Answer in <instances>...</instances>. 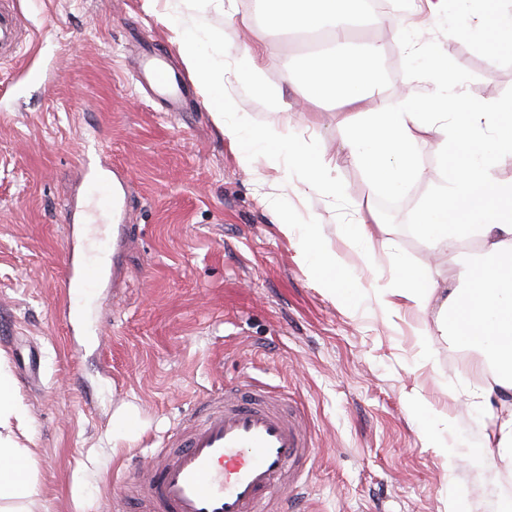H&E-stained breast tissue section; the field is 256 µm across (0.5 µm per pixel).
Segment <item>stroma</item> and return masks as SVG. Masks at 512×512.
<instances>
[{
  "label": "stroma",
  "mask_w": 512,
  "mask_h": 512,
  "mask_svg": "<svg viewBox=\"0 0 512 512\" xmlns=\"http://www.w3.org/2000/svg\"><path fill=\"white\" fill-rule=\"evenodd\" d=\"M143 0H13L23 37L0 52V350L30 418L40 490L34 512H147L143 493L159 450L196 402L249 378L280 395L309 443L306 489L292 512H499L512 482L449 470L407 407L419 393L452 419L453 436L481 446L467 395L478 350L434 335L424 363L409 310L384 317L372 298L332 296L276 226L269 202L294 223L344 224L357 208L383 211L408 261L446 269L416 234L415 212L445 185L434 135H422L421 181L374 197L358 167L340 164L335 195L301 198L257 157L253 169L214 124L198 88L169 112L137 81L144 47L183 69L163 15ZM226 19L211 0L189 24L222 32L225 52L266 42L268 83L295 101L296 135L342 138L336 108L309 102L284 78L304 47L268 30L255 0ZM442 20L419 43L447 60L473 102L512 101V44L452 33ZM127 170L125 225L106 224L109 265L84 316L64 304L71 242L67 205L85 193L80 157ZM137 407L125 438L112 416Z\"/></svg>",
  "instance_id": "1"
}]
</instances>
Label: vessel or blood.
I'll return each instance as SVG.
<instances>
[{
    "label": "vessel or blood",
    "instance_id": "b4317fda",
    "mask_svg": "<svg viewBox=\"0 0 512 512\" xmlns=\"http://www.w3.org/2000/svg\"><path fill=\"white\" fill-rule=\"evenodd\" d=\"M139 81L170 101L187 89L184 76L147 53ZM123 170L112 167L90 181L99 205L125 220ZM186 431L165 447L167 462L154 470L146 497L154 512H286L284 482L301 487L307 444L283 406L250 385L225 387L185 420Z\"/></svg>",
    "mask_w": 512,
    "mask_h": 512
}]
</instances>
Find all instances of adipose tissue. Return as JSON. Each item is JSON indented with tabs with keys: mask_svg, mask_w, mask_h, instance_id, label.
<instances>
[{
	"mask_svg": "<svg viewBox=\"0 0 512 512\" xmlns=\"http://www.w3.org/2000/svg\"><path fill=\"white\" fill-rule=\"evenodd\" d=\"M274 2L268 10L271 27L324 34V46L305 55L286 79L292 86L306 84L317 100L341 111L338 158L363 170L376 194L397 197L420 181V136L437 137L445 186L417 211L416 233L443 256L454 254L466 236L476 234L483 240L482 253L440 282L407 261L402 244L386 236L374 210L358 211L351 223L336 225L334 236L352 252L371 256L380 249L388 257L392 277L376 288L382 310L391 312L399 303L409 302L418 312L435 311L436 331L456 336L481 352V365L490 375L471 396L476 411L493 428L481 447H464L459 454H448L446 461L452 470L462 460L478 474L512 476V181L494 175L497 168L512 165V110L495 101H468L446 84V68L433 58H427V74L435 86L434 96L425 99L407 93L388 102L377 80L381 46L369 42L358 53L345 51L355 18L366 11L365 0ZM170 26L181 43L182 61L222 134L242 140L255 133L267 149L269 166L280 171L284 181L296 179L308 191L335 194V160L325 149L293 137L287 117L291 103L265 82L264 63L271 47L245 45L233 56L235 75L265 95L271 111L280 115L255 131L248 113L230 109L220 35L190 27L178 15L171 16ZM278 230L294 241L305 264L329 272L326 285L332 294L343 298L360 294V281L348 273L344 256L331 249L330 236L319 220L295 224L284 219ZM432 331L420 333L423 350L431 348ZM31 442L27 411L0 352V512H32L38 491L31 471L35 454Z\"/></svg>",
	"mask_w": 512,
	"mask_h": 512,
	"instance_id": "1",
	"label": "adipose tissue"
}]
</instances>
